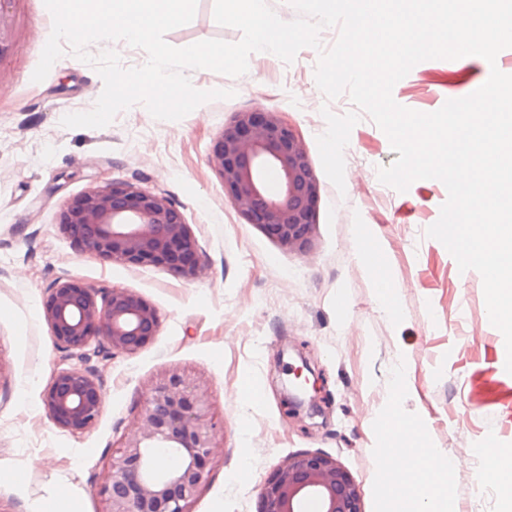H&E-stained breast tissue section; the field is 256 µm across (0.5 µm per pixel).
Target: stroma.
Wrapping results in <instances>:
<instances>
[{"label":"stroma","mask_w":512,"mask_h":512,"mask_svg":"<svg viewBox=\"0 0 512 512\" xmlns=\"http://www.w3.org/2000/svg\"><path fill=\"white\" fill-rule=\"evenodd\" d=\"M15 51L0 58V512H104L99 493L106 460L134 428L152 381L171 369L201 380L223 441L191 512H256L267 476L299 451L323 452L350 471L363 512H382L376 457L386 442L379 415L395 407L421 431L420 447L490 466L486 437L512 450V374L501 332L491 325L483 281L460 271L445 246L426 236L448 193L434 179L400 193L377 169L395 158L369 118L344 150L357 184L337 190L326 176L317 138L320 110L342 115L348 96L326 100L317 87V50L292 63L251 55L245 75L191 71L201 90H234L178 121L153 118L143 105L103 128H67L61 118L91 110L103 90L93 67L65 53L42 82L32 80L51 31L44 0H5ZM214 0H197L194 19L165 39L181 48L239 30L218 25ZM512 74V48L495 64L479 56L415 65L393 88L395 101L430 113L477 90L491 67ZM279 113L305 145L321 184L315 243L287 251L246 223L225 197L208 157L233 113ZM133 181L166 193L181 209L206 271L187 281L162 267L104 261L76 249L58 230L64 202L89 184ZM385 261L377 272L364 260ZM70 277L101 289L146 297L160 316L156 340L134 355L64 356L42 315L47 287ZM395 315L379 311L387 292ZM83 363L103 384L104 407L92 430L73 435L46 415L42 393L54 374ZM308 366L317 379L318 413L286 414L283 389ZM257 398H250V391Z\"/></svg>","instance_id":"35a3bbf8"}]
</instances>
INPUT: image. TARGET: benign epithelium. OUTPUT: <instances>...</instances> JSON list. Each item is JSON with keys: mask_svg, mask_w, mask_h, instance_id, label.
I'll return each mask as SVG.
<instances>
[{"mask_svg": "<svg viewBox=\"0 0 512 512\" xmlns=\"http://www.w3.org/2000/svg\"><path fill=\"white\" fill-rule=\"evenodd\" d=\"M13 49L10 22L0 12V57ZM210 162L247 223L290 252L310 251L320 183L306 149L278 113H234L213 140ZM262 167L277 171L276 190L261 177ZM58 227L78 248L105 261L164 267L188 281L205 273L197 237L178 206L133 182L87 186L65 201ZM42 312L56 347L68 352L95 344L113 356L134 355L160 330L157 309L140 294L101 291L71 279L50 285ZM206 393L203 383L177 370L149 385L135 434L104 466L99 493L106 512H191L221 434ZM42 403L56 427L83 434L102 413L103 387L93 369L72 366L54 375ZM161 448L174 465L159 466ZM307 505L315 512H362L350 472L319 452L296 453L275 469L256 512H305Z\"/></svg>", "mask_w": 512, "mask_h": 512, "instance_id": "1", "label": "benign epithelium"}]
</instances>
